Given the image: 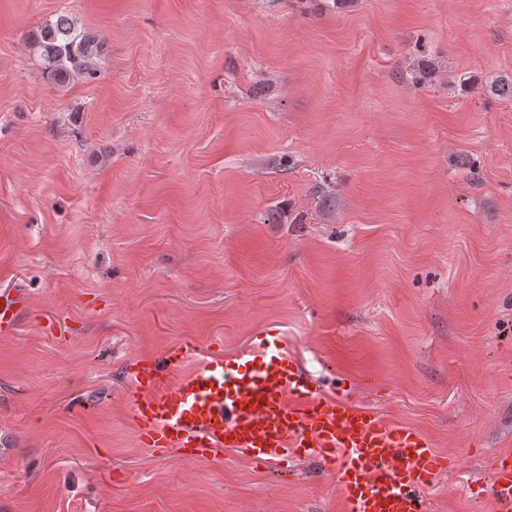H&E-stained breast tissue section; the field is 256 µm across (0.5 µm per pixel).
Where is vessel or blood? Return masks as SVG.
<instances>
[{
	"mask_svg": "<svg viewBox=\"0 0 512 512\" xmlns=\"http://www.w3.org/2000/svg\"><path fill=\"white\" fill-rule=\"evenodd\" d=\"M24 308L20 292H0L1 335L15 332ZM126 375L146 447L187 459L230 450L289 477L294 460H313L335 472L343 512H427L437 477L456 467L418 430L317 385L273 331L230 361L181 342L135 359ZM480 492L493 512H512L511 451L491 454Z\"/></svg>",
	"mask_w": 512,
	"mask_h": 512,
	"instance_id": "1",
	"label": "vessel or blood"
}]
</instances>
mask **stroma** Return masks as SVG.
<instances>
[{
	"mask_svg": "<svg viewBox=\"0 0 512 512\" xmlns=\"http://www.w3.org/2000/svg\"><path fill=\"white\" fill-rule=\"evenodd\" d=\"M63 11L104 45L52 81ZM435 62L417 85L421 60ZM475 78L460 91L462 74ZM512 0H0V512H341L336 476L147 448L125 363L274 329L457 460L512 450ZM25 301L18 291L0 292V334L12 335L18 325Z\"/></svg>",
	"mask_w": 512,
	"mask_h": 512,
	"instance_id": "obj_1",
	"label": "stroma"
}]
</instances>
